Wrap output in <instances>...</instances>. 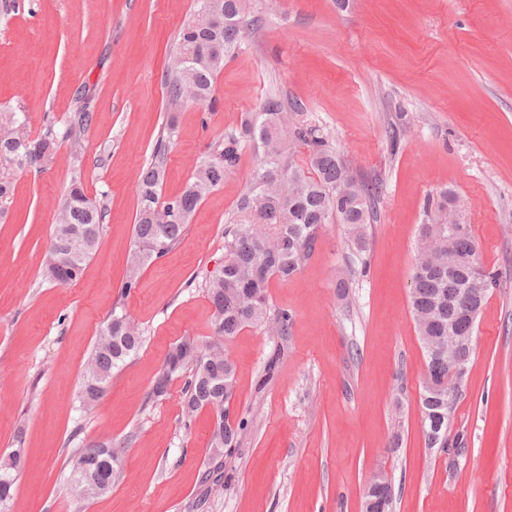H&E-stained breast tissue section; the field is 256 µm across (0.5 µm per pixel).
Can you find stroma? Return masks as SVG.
<instances>
[{
    "label": "stroma",
    "instance_id": "1",
    "mask_svg": "<svg viewBox=\"0 0 512 512\" xmlns=\"http://www.w3.org/2000/svg\"><path fill=\"white\" fill-rule=\"evenodd\" d=\"M192 6L16 0L0 16V109L22 113L30 137L56 135L49 161L16 171L0 218V457L25 450L10 512H362L379 470L393 512H512V0H243L253 25L216 79L214 106L173 109L169 59ZM84 95L90 121L66 138ZM271 97L289 121L316 127L357 181L378 185L375 219L364 255L328 224L294 278L271 280L272 307L292 316L287 336L248 327L225 341L247 430L223 488L208 493L211 413L186 414L182 378L162 399L150 392L172 344L213 337L206 286L262 151L244 146L181 242L127 292L135 187L167 118L177 132L166 198ZM75 177L106 217L82 277L61 286L43 256ZM444 190L497 276L448 429L463 449L449 455L424 442L425 354L409 307L424 203ZM116 308L144 345L86 413L82 375ZM104 440L121 448L119 475L106 495L75 498L70 460Z\"/></svg>",
    "mask_w": 512,
    "mask_h": 512
}]
</instances>
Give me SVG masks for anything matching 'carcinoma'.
I'll return each mask as SVG.
<instances>
[{"label": "carcinoma", "mask_w": 512, "mask_h": 512, "mask_svg": "<svg viewBox=\"0 0 512 512\" xmlns=\"http://www.w3.org/2000/svg\"><path fill=\"white\" fill-rule=\"evenodd\" d=\"M247 29L241 0H196L192 18L181 27L169 65L167 100L177 108L184 103L212 100L217 75L232 56ZM195 51L187 63L183 52ZM25 119L0 110V201L12 192L4 172L35 166L48 160L51 133L39 139L19 134ZM176 126L169 122L156 142L153 158L136 185L137 217L133 247L126 261L124 288L137 286L141 270L169 254L182 240L187 224L202 200L224 183V176L240 161L242 144L253 141L263 150V167L240 199L239 222L224 232V265L210 278L208 297L214 309L216 339L199 345L185 338L169 349L151 396L167 393L170 380L186 375L183 404L193 414L207 402L222 424L211 432L210 449L217 457L229 456L247 428L242 419L229 421L234 393L235 366L224 351V341L246 327L276 336L288 335L291 315L273 311L268 288L272 277L286 280L297 273L315 251L319 231L339 223L357 252L367 251L374 220L372 201L378 186L358 183L336 152L327 148L315 130L302 125L288 130L282 105L269 98L251 113L240 129L229 132L198 164L192 178L176 195L161 198L164 158ZM309 148V171L287 160L286 136ZM427 222L420 225L417 259L412 273L410 306L426 358L420 384L419 408L423 434L429 448H456L448 439V416L462 396L448 376V352L454 337H471L496 275L481 263L470 225L448 222V192L427 200ZM104 212L85 194L74 178L58 212L45 253V273L66 286L78 281L99 245ZM143 346V336L123 312L101 327L79 395L88 412L100 403L112 378ZM22 463L16 448L0 460V512H7L13 496L12 472ZM72 482L82 498L101 496L112 489L119 472V452L112 442L82 450L71 459ZM379 482L369 495L368 512H391L392 484Z\"/></svg>", "instance_id": "obj_1"}]
</instances>
